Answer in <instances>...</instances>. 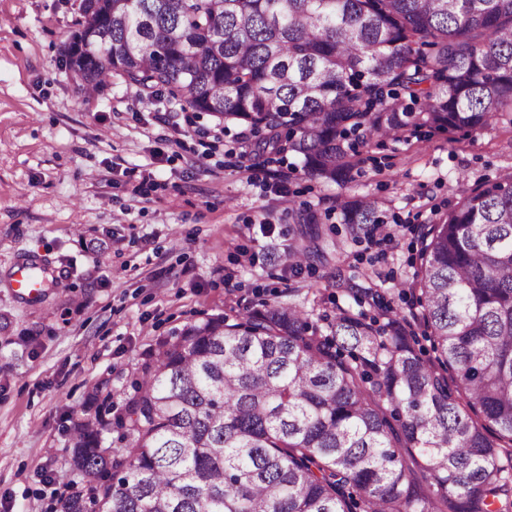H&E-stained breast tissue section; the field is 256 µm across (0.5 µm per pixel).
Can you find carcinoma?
Instances as JSON below:
<instances>
[{
    "label": "carcinoma",
    "mask_w": 512,
    "mask_h": 512,
    "mask_svg": "<svg viewBox=\"0 0 512 512\" xmlns=\"http://www.w3.org/2000/svg\"><path fill=\"white\" fill-rule=\"evenodd\" d=\"M87 94L244 123L257 155L340 187L350 156L512 112V0H82ZM357 240L383 223L345 201ZM406 316L295 302L160 342L119 411L95 384L57 512H512V176L423 225ZM431 343L425 358L418 336ZM117 431L116 445L104 434Z\"/></svg>",
    "instance_id": "carcinoma-1"
}]
</instances>
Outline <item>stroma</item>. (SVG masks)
Instances as JSON below:
<instances>
[{
    "mask_svg": "<svg viewBox=\"0 0 512 512\" xmlns=\"http://www.w3.org/2000/svg\"><path fill=\"white\" fill-rule=\"evenodd\" d=\"M80 4L0 0V512H52L89 387L122 407L160 339L191 322L264 300L332 314L373 285L409 312L421 225L512 173L507 115L362 149L341 189L293 157L254 159L246 126L144 105L121 79L87 95L63 63ZM357 198L386 235L340 232V204ZM307 225L314 257L297 271L288 247ZM22 259L48 272L42 300L11 286Z\"/></svg>",
    "mask_w": 512,
    "mask_h": 512,
    "instance_id": "35a3bbf8",
    "label": "stroma"
}]
</instances>
